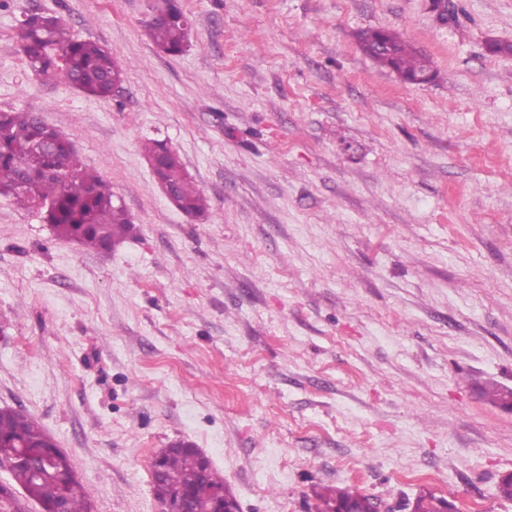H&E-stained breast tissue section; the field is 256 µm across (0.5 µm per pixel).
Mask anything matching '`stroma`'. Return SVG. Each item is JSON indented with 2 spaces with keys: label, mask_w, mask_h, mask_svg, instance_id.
<instances>
[{
  "label": "stroma",
  "mask_w": 512,
  "mask_h": 512,
  "mask_svg": "<svg viewBox=\"0 0 512 512\" xmlns=\"http://www.w3.org/2000/svg\"><path fill=\"white\" fill-rule=\"evenodd\" d=\"M7 0L0 111L36 115L133 224L109 251L0 196V408L34 417L94 512H161L150 462L192 443L240 512H313L322 489L383 507L431 491L512 512V0ZM62 17L127 74L111 99L43 82L30 11ZM367 28L433 59L404 82ZM167 141L207 210L165 197L141 144ZM151 8L156 17L149 23V33L155 45L167 54L181 53L187 42L189 18L173 0H155Z\"/></svg>",
  "instance_id": "35a3bbf8"
}]
</instances>
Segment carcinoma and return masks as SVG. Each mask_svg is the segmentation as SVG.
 <instances>
[{
	"instance_id": "carcinoma-1",
	"label": "carcinoma",
	"mask_w": 512,
	"mask_h": 512,
	"mask_svg": "<svg viewBox=\"0 0 512 512\" xmlns=\"http://www.w3.org/2000/svg\"><path fill=\"white\" fill-rule=\"evenodd\" d=\"M155 20L149 33L155 45L167 54L182 52L188 36L189 18L174 0H154ZM21 51L35 76L63 77L82 92L102 99L112 96L114 84L124 76L112 54L90 40L73 37L57 15L32 11L20 21ZM361 49L377 63L395 71L409 83L432 79L434 62L397 35L381 29L359 33ZM147 160L159 183L171 193V202L189 217L206 211L203 193L192 183L179 156L167 142L152 140L145 147ZM0 195L14 203L40 210L58 236L94 249H110L124 240L131 223L123 205L116 202L109 184L82 166L72 145L55 129L30 112H0ZM493 404L507 407L508 390L496 385L482 388ZM47 433L34 418L6 408L0 416V464L38 449ZM64 463L47 456L41 470L13 466L14 484L27 490L36 503L50 505L66 494L69 512H91L83 484L67 481ZM201 463L187 450H172L164 461V474L153 478V490L164 501L172 483L183 487L198 484ZM316 497L323 507L315 512H377V499L347 488L329 489ZM452 504L432 493L418 495L412 512H450Z\"/></svg>"
}]
</instances>
